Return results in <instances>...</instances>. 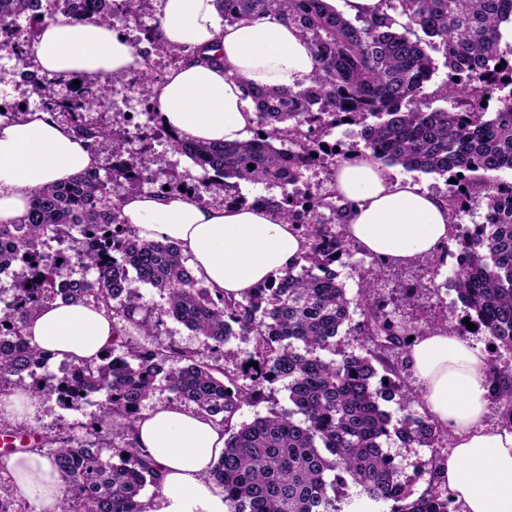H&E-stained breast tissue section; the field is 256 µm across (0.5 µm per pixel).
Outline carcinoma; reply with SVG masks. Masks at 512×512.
Instances as JSON below:
<instances>
[{
	"label": "carcinoma",
	"instance_id": "1",
	"mask_svg": "<svg viewBox=\"0 0 512 512\" xmlns=\"http://www.w3.org/2000/svg\"><path fill=\"white\" fill-rule=\"evenodd\" d=\"M143 2L105 0L101 8L91 4L76 13L67 7L62 14L139 26ZM217 4L229 24L270 14L296 28L314 57L311 84L297 91L248 89L255 128L247 142H191L171 132L166 140L199 168L203 184L220 178L226 189L232 179L280 188V198L256 202L276 207L294 225L308 247L305 264L288 268L241 301L226 300L195 278L178 244L141 241L124 219L120 199L111 197L110 185L119 180L127 192L153 181L148 166L126 162L118 175L114 166L102 164L40 188L27 223L0 224V271L7 267L15 277L12 298L0 314V393L28 387L40 397L58 395L63 405L103 393L110 413L132 420L162 376L172 401L194 404L224 427V454L209 479L224 488L230 512H347L351 494L386 505L387 512H450L448 486L436 476L441 457L430 460L428 487L417 496L384 447L394 436L406 446L432 448L447 433L411 410L416 396L402 394L399 369L388 366L390 375L380 377L375 363L383 360L373 351H336L351 300L333 265L349 254L350 242L333 225L349 222L350 206L333 188L302 192L298 183L314 167L327 169L333 181L348 152L364 149L385 166L448 176L451 228L464 206L485 210L483 223L455 235L453 287L464 316L492 347L495 401L503 426L512 428V370L497 364L499 357L512 356V205L503 201L505 195L512 198V183L495 177L512 170V59L499 50L501 27L512 23V0H380L375 13L352 19L326 0ZM48 18L39 0H0V48L11 47L31 77L38 75L32 47ZM20 19L27 33L21 42ZM144 36L174 62L184 58L183 50L163 41L160 22ZM440 49L446 51L448 75L439 93L453 100L449 109L430 108L424 94L436 71L432 52ZM95 105L103 103L86 92L71 100L49 96L42 109L91 148L108 138L125 141L121 113L112 115L110 127L85 122L83 112ZM343 125L353 128L358 141L348 152L325 156V129ZM52 238L77 246L50 255L44 245ZM75 266L92 270V277L64 293L58 283ZM142 284L163 296L160 311L141 301ZM58 298L92 301L143 331L140 340L117 337L96 363L76 364L80 378L64 399L68 378L43 376L48 355L23 334L28 316ZM358 306L359 335L377 349L402 348L422 331L395 322L373 301L368 283ZM165 318L219 349L233 337L251 344L240 366L249 383L226 375L218 357L173 341L155 342ZM325 351L333 357H323ZM277 382L288 391V409L265 393ZM397 395L400 414L394 416L381 402ZM265 399L272 402L268 415L236 421L244 405ZM10 434L32 438L30 450L46 451L70 483L61 512H142V491L160 485L153 463L130 440L102 446L21 427ZM106 448L118 462L103 456Z\"/></svg>",
	"mask_w": 512,
	"mask_h": 512
}]
</instances>
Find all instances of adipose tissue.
I'll return each mask as SVG.
<instances>
[{
	"label": "adipose tissue",
	"mask_w": 512,
	"mask_h": 512,
	"mask_svg": "<svg viewBox=\"0 0 512 512\" xmlns=\"http://www.w3.org/2000/svg\"><path fill=\"white\" fill-rule=\"evenodd\" d=\"M161 33L185 59L152 89L166 127L193 142L237 143L255 126L251 87L300 90L310 85L314 58L299 32L264 16L219 25L216 0H161ZM217 48L223 61L197 62V51ZM41 72L57 80L98 79L143 71L147 61L106 23L66 16L45 20L33 46ZM98 156L49 112L0 116V223H26L36 189L93 172ZM334 187L351 205L346 235L360 250L394 265L432 257L449 242L443 196L393 177L370 155L353 153L336 168ZM127 223L146 242L170 240L191 258L193 274L217 294L239 300L261 283L302 264L305 241L265 204H204L189 195L138 191L123 195ZM31 346L58 361L99 360L116 336L140 337L132 322L92 303L54 301L24 326ZM418 396L432 421L452 438L438 478L462 512H512V430L487 418L491 403L486 356L442 328L421 333L407 355ZM160 474L158 495L145 512H229L224 491L209 481L224 451V430L195 408L160 403L135 419L113 416ZM30 512H61L65 477L41 451L0 458Z\"/></svg>",
	"instance_id": "1"
}]
</instances>
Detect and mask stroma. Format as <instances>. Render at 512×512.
Returning a JSON list of instances; mask_svg holds the SVG:
<instances>
[{"mask_svg":"<svg viewBox=\"0 0 512 512\" xmlns=\"http://www.w3.org/2000/svg\"><path fill=\"white\" fill-rule=\"evenodd\" d=\"M15 70L16 58L11 50H0V103L18 104L29 110L41 109L42 99L38 89L32 85L21 86L15 83ZM135 79V73L131 72L93 84V96L104 101L105 106L87 111V122L108 124L112 121L113 113H135L144 133L143 140L136 144L135 160L146 161L153 169L158 183L168 186L171 191L176 192L180 187L197 184L199 170L196 165L172 149L166 141L151 135L150 130L154 124L153 105L134 92ZM457 255V245L449 244L448 254L437 275L433 277L426 274L420 261L416 260L390 266L382 278L378 279L374 276L376 267L372 257L354 247L349 255L336 263L335 270L348 298L353 300L358 298L367 280H374L375 296L394 320L445 321L455 325L462 315V305L448 282L453 279L457 269ZM107 414L104 398L100 395L67 408L60 406L55 397L47 396L42 398L30 426L38 431L60 428L67 431L74 440L82 441L89 438L91 426L104 425ZM387 446L403 475L413 479L414 491H424L429 476L423 468L432 456L431 449L407 447L395 439L389 440Z\"/></svg>","mask_w":512,"mask_h":512,"instance_id":"obj_1","label":"stroma"}]
</instances>
